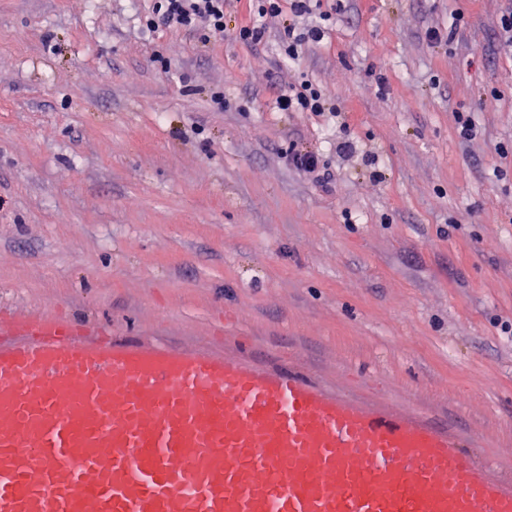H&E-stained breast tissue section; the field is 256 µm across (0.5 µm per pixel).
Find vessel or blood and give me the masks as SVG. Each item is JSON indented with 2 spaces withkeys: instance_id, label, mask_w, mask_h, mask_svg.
Instances as JSON below:
<instances>
[{
  "instance_id": "1",
  "label": "vessel or blood",
  "mask_w": 512,
  "mask_h": 512,
  "mask_svg": "<svg viewBox=\"0 0 512 512\" xmlns=\"http://www.w3.org/2000/svg\"><path fill=\"white\" fill-rule=\"evenodd\" d=\"M0 512H512L503 449L293 360L0 312Z\"/></svg>"
}]
</instances>
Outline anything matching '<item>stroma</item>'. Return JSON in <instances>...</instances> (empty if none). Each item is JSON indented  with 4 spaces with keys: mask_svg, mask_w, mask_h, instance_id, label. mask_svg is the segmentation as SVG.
<instances>
[{
    "mask_svg": "<svg viewBox=\"0 0 512 512\" xmlns=\"http://www.w3.org/2000/svg\"><path fill=\"white\" fill-rule=\"evenodd\" d=\"M149 3L0 0V309L243 339L360 398L512 442L504 0H321L326 37L288 66L277 29L204 44L139 27ZM454 12L465 27L427 44ZM305 80L340 124L270 110ZM291 144L323 154L332 192L289 166Z\"/></svg>",
    "mask_w": 512,
    "mask_h": 512,
    "instance_id": "stroma-1",
    "label": "stroma"
}]
</instances>
